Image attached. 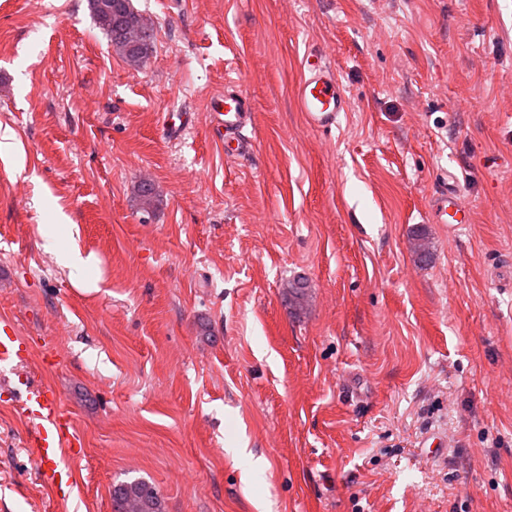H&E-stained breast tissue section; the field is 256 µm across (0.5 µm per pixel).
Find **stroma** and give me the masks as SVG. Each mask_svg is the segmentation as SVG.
I'll return each mask as SVG.
<instances>
[{"label":"stroma","instance_id":"obj_1","mask_svg":"<svg viewBox=\"0 0 512 512\" xmlns=\"http://www.w3.org/2000/svg\"><path fill=\"white\" fill-rule=\"evenodd\" d=\"M133 4L140 68L86 0H0V318L31 353L0 371V512H113L134 478L163 512H512V0ZM311 50L353 100L330 130L294 103ZM232 81L237 160L209 119ZM451 177L453 228L428 216ZM33 378L86 448L58 494ZM252 101L237 83L224 87V95L214 97L211 104V129L215 140L224 148L227 157L249 155L255 141L245 133L251 124ZM444 185L429 202V216L433 224H468L471 211L466 203L458 183ZM60 258L61 263L67 267L75 277H79L83 270L93 262L91 256L84 257L82 255L78 246L72 240L70 246L61 254ZM20 401L26 413L39 421L28 444V461L49 490L58 489L62 477L56 459L71 449L81 450L82 440L74 432L60 398L49 387L30 385Z\"/></svg>","mask_w":512,"mask_h":512}]
</instances>
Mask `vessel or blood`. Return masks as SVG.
<instances>
[{
	"label": "vessel or blood",
	"instance_id": "1",
	"mask_svg": "<svg viewBox=\"0 0 512 512\" xmlns=\"http://www.w3.org/2000/svg\"><path fill=\"white\" fill-rule=\"evenodd\" d=\"M297 109L304 123L313 130L336 127L350 99L335 69L321 53L310 55L303 65V75L296 90ZM252 101L237 83L225 86L211 105V129L225 156L249 155L255 142L246 130L251 123ZM429 216L435 224H467L471 211L458 183L441 187L430 199ZM26 349L11 324L0 327V366L22 359ZM26 413L38 425L28 444V461L47 488L60 487L62 477L57 469L58 457L82 446L73 431L58 395L44 385H30L21 399Z\"/></svg>",
	"mask_w": 512,
	"mask_h": 512
}]
</instances>
